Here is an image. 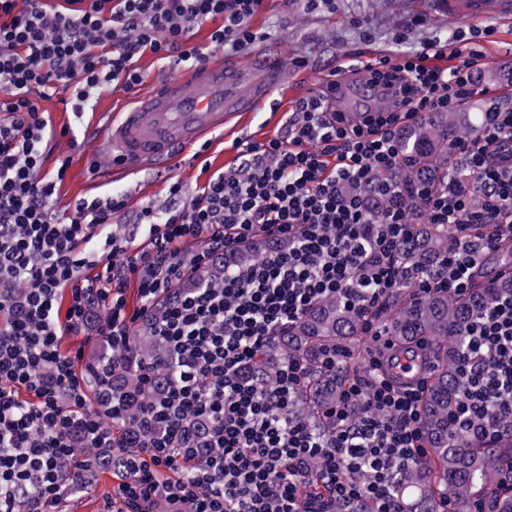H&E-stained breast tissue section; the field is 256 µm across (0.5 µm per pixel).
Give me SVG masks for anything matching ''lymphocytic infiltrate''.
Returning a JSON list of instances; mask_svg holds the SVG:
<instances>
[{"instance_id":"lymphocytic-infiltrate-1","label":"lymphocytic infiltrate","mask_w":512,"mask_h":512,"mask_svg":"<svg viewBox=\"0 0 512 512\" xmlns=\"http://www.w3.org/2000/svg\"><path fill=\"white\" fill-rule=\"evenodd\" d=\"M263 6L0 0V512H62L101 469L118 480L103 512H405L395 479L427 455L426 382L395 374L381 314L406 281L422 295L468 293L483 257L512 239V154L503 153L512 108L489 105L473 135L450 143L458 164L424 215L454 244L430 270L403 267L416 218L380 175L401 163L404 128L478 95L493 26H460L395 59L350 57L295 101L286 137L237 143L239 174L213 172L186 201L172 184L170 207H142L144 241L133 251L109 230L123 198L80 199L61 218L52 197L65 172L40 174L47 121L33 93L69 90L65 106L83 116L108 84L140 85L144 55L204 63L187 45L201 26L227 53L268 40L251 24ZM447 49L456 66L435 65ZM360 79L383 94L353 119L336 92ZM259 236L272 243L262 259L226 264L221 286L184 287L192 271ZM131 283L141 301L133 312ZM330 297L365 314L370 346L321 432L292 416L305 362H280L272 380L254 364L284 326ZM142 320L162 344L150 359L133 347ZM72 336L101 341L95 361L62 351ZM467 336L454 422L493 435L512 419V298L476 317Z\"/></svg>"}]
</instances>
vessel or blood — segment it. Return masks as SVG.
Masks as SVG:
<instances>
[{
    "mask_svg": "<svg viewBox=\"0 0 512 512\" xmlns=\"http://www.w3.org/2000/svg\"><path fill=\"white\" fill-rule=\"evenodd\" d=\"M432 6L451 21L512 20V0H433ZM281 78L272 55L253 68L217 59L138 95L126 112L107 118L100 138L124 173L173 167L183 148L206 143L239 113L254 111Z\"/></svg>",
    "mask_w": 512,
    "mask_h": 512,
    "instance_id": "vessel-or-blood-1",
    "label": "vessel or blood"
}]
</instances>
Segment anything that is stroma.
Segmentation results:
<instances>
[{
	"mask_svg": "<svg viewBox=\"0 0 512 512\" xmlns=\"http://www.w3.org/2000/svg\"><path fill=\"white\" fill-rule=\"evenodd\" d=\"M360 16L370 21L375 30L371 41H363L352 29L348 16ZM425 17L424 25H415L416 17ZM254 27L268 30L267 42L251 49L228 55L227 60L241 65L250 64L255 57L268 50L279 51L286 78L279 83L273 96L276 107H263L248 113L241 119L234 136L216 137L211 140L204 154H197L195 148H188L190 163L176 168L170 174L161 175L146 169L138 174L122 178H111V158L103 146L94 138L104 112L123 111L133 93L120 85L105 87L94 101L91 111L83 118H75L65 108L64 91L39 99L38 105L44 112L47 148L44 153L43 172L55 173L59 164H66L64 178L56 185L54 209L58 216H68L73 204L81 198L106 197L114 192L125 195L126 207L117 212L112 223L117 234L127 232L130 214L142 206L168 205V188L171 183H180L186 195H194L207 179L208 172L221 171L236 173L239 162L234 141L263 143L282 135L288 112L295 100L317 91L320 82L334 67L349 54L361 57L395 55V38L406 33V48L414 49L425 43L446 38L456 30V23L432 12H420L410 6L408 0H336L332 11L309 13L299 0L292 8H284L282 0H266L263 9L253 18ZM496 32L483 47L488 66L476 77L478 88L485 94L475 97L464 105L463 121L466 126H476L478 114L484 109V97L504 102L512 94V55L498 54V46L506 39H512V22L496 23ZM304 56L309 64L303 68L293 67L296 57ZM70 128V135H63V128Z\"/></svg>",
	"mask_w": 512,
	"mask_h": 512,
	"instance_id": "1",
	"label": "stroma"
}]
</instances>
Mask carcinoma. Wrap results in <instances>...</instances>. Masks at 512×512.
I'll return each instance as SVG.
<instances>
[{
	"instance_id": "cac0c4a2",
	"label": "carcinoma",
	"mask_w": 512,
	"mask_h": 512,
	"mask_svg": "<svg viewBox=\"0 0 512 512\" xmlns=\"http://www.w3.org/2000/svg\"><path fill=\"white\" fill-rule=\"evenodd\" d=\"M472 134L461 128L457 116L435 112L413 125L402 136L403 162L394 171L380 175L403 189L405 206L419 213L424 209V189H436L453 165L451 141ZM417 247L403 256L405 266L414 269L430 264L436 255L448 251V230L436 224H418ZM224 267L215 263L196 270L181 287L199 281L221 283ZM477 288L463 296L445 291L415 297L410 285L396 289L388 303L383 324L401 348L416 350L415 343H427L419 356L431 354L434 367L422 398L421 440L428 448L424 463L406 472L405 479L418 486L428 504L427 512H437L441 500H448L453 512H470L486 502L492 512H512V494L502 485L512 473V422L504 424L492 437H478L471 431H453L450 414L459 403V366L464 352L463 338L469 318L490 307L502 295L512 294V272L494 277L477 274ZM364 314L350 309L344 301L327 299L303 315L286 331L285 354L309 363V398L304 410L309 421L321 429L330 428L323 410L336 400L347 372L329 375L316 367L313 355L321 347L339 344L359 347ZM138 348L146 356L157 347L150 323L141 326Z\"/></svg>"
}]
</instances>
